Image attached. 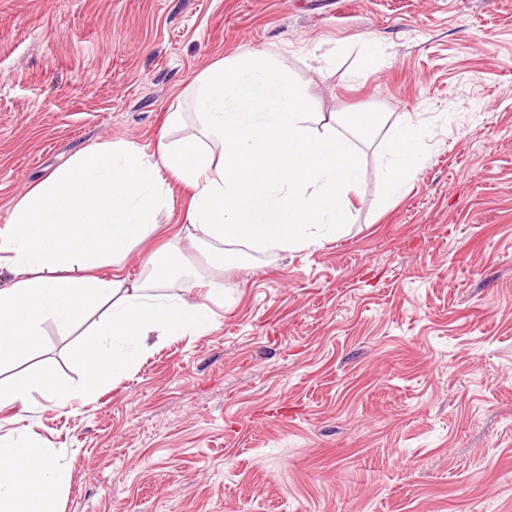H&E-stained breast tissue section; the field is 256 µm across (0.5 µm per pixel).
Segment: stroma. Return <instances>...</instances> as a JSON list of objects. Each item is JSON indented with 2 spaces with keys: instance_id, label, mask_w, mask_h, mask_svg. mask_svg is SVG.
Masks as SVG:
<instances>
[{
  "instance_id": "stroma-1",
  "label": "stroma",
  "mask_w": 512,
  "mask_h": 512,
  "mask_svg": "<svg viewBox=\"0 0 512 512\" xmlns=\"http://www.w3.org/2000/svg\"><path fill=\"white\" fill-rule=\"evenodd\" d=\"M266 51L320 112H384L339 236L226 256L212 328L62 413V512H512V0H0V225L92 143L153 152L210 64ZM360 73L358 83L348 80ZM419 162L385 190L390 130ZM150 248L185 224L171 181ZM78 333L43 354L80 381Z\"/></svg>"
}]
</instances>
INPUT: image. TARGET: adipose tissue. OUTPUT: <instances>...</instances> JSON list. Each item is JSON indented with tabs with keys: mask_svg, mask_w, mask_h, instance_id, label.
<instances>
[{
	"mask_svg": "<svg viewBox=\"0 0 512 512\" xmlns=\"http://www.w3.org/2000/svg\"><path fill=\"white\" fill-rule=\"evenodd\" d=\"M263 74L245 81L241 71ZM199 135L160 140L149 153L132 142L92 144L53 170L13 206L0 227V412L38 402L64 409L86 401L133 370L149 337L199 335L224 299L226 251H296L340 233L357 191L360 142L380 124L377 112H342L326 122L306 85L270 55L249 52L216 62L196 78ZM422 126H397L387 148L388 194L399 193L418 161ZM216 149L204 146L205 139ZM168 171L194 189L186 222L145 275L131 281L121 262L156 232L168 202ZM207 246L210 275L200 300L170 292L183 273L185 247ZM111 267L110 276H97ZM83 329L74 352L77 387L63 385L50 364L22 368L40 352L46 329ZM70 474L54 449L0 436V512H60Z\"/></svg>",
	"mask_w": 512,
	"mask_h": 512,
	"instance_id": "obj_1",
	"label": "adipose tissue"
}]
</instances>
